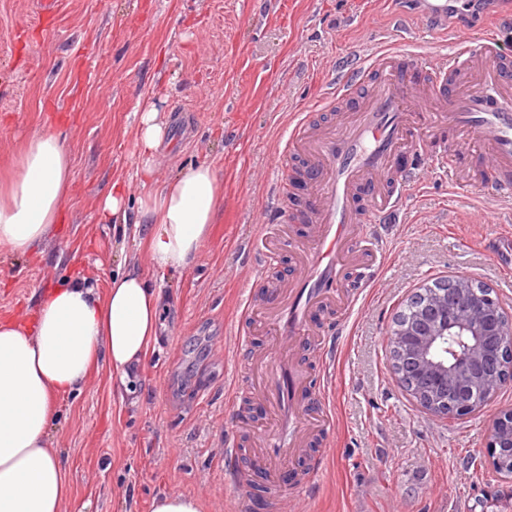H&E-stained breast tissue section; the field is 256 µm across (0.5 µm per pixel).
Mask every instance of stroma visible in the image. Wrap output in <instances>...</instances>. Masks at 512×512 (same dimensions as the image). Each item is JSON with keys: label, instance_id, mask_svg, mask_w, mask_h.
I'll list each match as a JSON object with an SVG mask.
<instances>
[{"label": "stroma", "instance_id": "obj_1", "mask_svg": "<svg viewBox=\"0 0 512 512\" xmlns=\"http://www.w3.org/2000/svg\"><path fill=\"white\" fill-rule=\"evenodd\" d=\"M36 0H0V168L44 132L62 136L73 177L62 221L30 254L0 248V317L32 314L63 279L107 288L127 262L160 289V332L123 396L108 369L58 401L48 441L68 471L64 512H150L165 492L199 498L203 512H236L224 481V426L233 382L248 388L240 434L270 420L251 392L236 335L251 355L272 335L257 312L287 288L297 255L282 250L262 278L245 253L268 205L276 147L291 114L321 100L332 76L351 69L378 39L393 40L405 0H65L46 27ZM155 101L167 136L153 176L141 173L138 111ZM401 158L404 205L371 228L383 247L377 281L334 332L319 309L311 328L333 333L335 427L309 436L299 462L284 464L262 512L292 497L299 472L328 449L325 471L292 512H512V477L485 467L489 421L512 409V385L481 411L448 421L424 413L398 384L389 357L393 319L417 288L467 275L492 288L512 313V268L488 250L512 232V199L491 189L475 134L443 124ZM207 163L222 187L220 212L194 263L167 276L149 271L140 242L141 198L189 167ZM127 192V222H103L99 196ZM256 312L240 322V306Z\"/></svg>", "mask_w": 512, "mask_h": 512}]
</instances>
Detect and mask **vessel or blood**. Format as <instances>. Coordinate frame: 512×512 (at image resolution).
<instances>
[{"mask_svg": "<svg viewBox=\"0 0 512 512\" xmlns=\"http://www.w3.org/2000/svg\"><path fill=\"white\" fill-rule=\"evenodd\" d=\"M472 0H415L413 9L422 21L458 37L457 48L443 60L426 55L417 37L402 35L400 43L376 44L361 56L351 72L332 79L322 102L333 110L337 102L356 100L354 118L340 125L315 127L311 110L294 114L287 138L279 144L270 203L259 220L266 234L265 263L274 262L282 238L268 236L270 225L290 220L287 192L289 160L301 156L313 194L306 213L313 231L305 260L283 298L266 310L274 332L272 346L259 361L269 368L262 394L276 410L274 430L257 435L256 463L273 464L298 454L306 433L328 429L335 422L329 401V382L304 395L306 368L297 354L302 343L322 353L323 365L333 358L332 339L316 335L309 315L342 303L350 291V275L358 273L359 287L367 288L378 276L377 264L359 265L349 242L362 235L364 223H377L402 202L406 184L396 179L397 160L410 148L413 136L433 124L450 121L472 130L489 148L486 171L493 191L512 197V78L503 71L507 56L505 37L495 32L470 42L464 38L466 20L472 19ZM481 63L478 84L461 86L455 73L463 65ZM367 194V216H359L356 198ZM243 388L230 398V424L224 430V478L238 490L241 512H249V483L245 470L235 464L238 452L234 417L239 414Z\"/></svg>", "mask_w": 512, "mask_h": 512, "instance_id": "1", "label": "vessel or blood"}]
</instances>
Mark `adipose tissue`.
<instances>
[{
    "label": "adipose tissue",
    "instance_id": "obj_1",
    "mask_svg": "<svg viewBox=\"0 0 512 512\" xmlns=\"http://www.w3.org/2000/svg\"><path fill=\"white\" fill-rule=\"evenodd\" d=\"M166 136L154 103L138 131L145 175H152ZM72 179L61 136L28 138L0 170V247L24 256L60 221ZM222 194L207 164L170 179L142 202L153 224L143 239L153 270L189 267L211 234ZM161 294L138 264L97 292L83 281L45 291L31 321L0 319V512H62L71 491L48 434L60 396L85 384L100 365L120 383L140 368L158 336Z\"/></svg>",
    "mask_w": 512,
    "mask_h": 512
}]
</instances>
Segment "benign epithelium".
<instances>
[{"label": "benign epithelium", "instance_id": "1", "mask_svg": "<svg viewBox=\"0 0 512 512\" xmlns=\"http://www.w3.org/2000/svg\"><path fill=\"white\" fill-rule=\"evenodd\" d=\"M450 288H429L412 323L395 324L389 354L402 386L426 413L448 420L474 414L484 403L512 384V323L493 289L473 286L465 275L452 278ZM451 335L470 338L462 353L447 362L436 349ZM459 383L460 399L444 404L426 389H446ZM468 383L485 386L484 401L467 399Z\"/></svg>", "mask_w": 512, "mask_h": 512}]
</instances>
